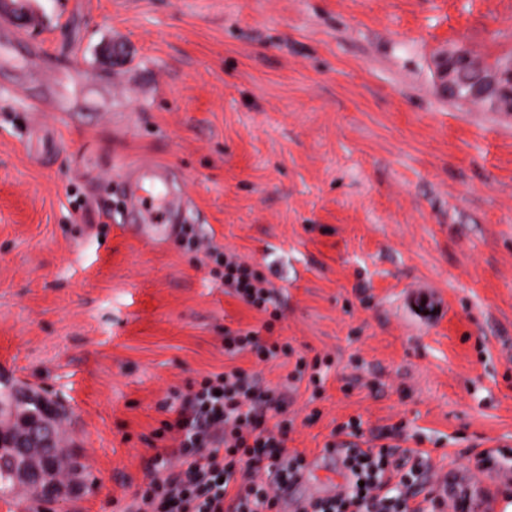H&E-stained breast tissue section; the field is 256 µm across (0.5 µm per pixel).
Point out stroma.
<instances>
[{"label":"stroma","instance_id":"stroma-1","mask_svg":"<svg viewBox=\"0 0 512 512\" xmlns=\"http://www.w3.org/2000/svg\"><path fill=\"white\" fill-rule=\"evenodd\" d=\"M22 2L0 15V376L71 413L86 468L52 512H123L170 393L231 365L276 388L298 354L332 361L288 405L308 488L358 417L507 512L512 112L441 93L435 60L512 57V0ZM142 160L189 203L157 244L118 230ZM188 226L276 286L294 357L225 356L262 316Z\"/></svg>","mask_w":512,"mask_h":512}]
</instances>
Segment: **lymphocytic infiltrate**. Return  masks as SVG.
<instances>
[{
    "instance_id": "1",
    "label": "lymphocytic infiltrate",
    "mask_w": 512,
    "mask_h": 512,
    "mask_svg": "<svg viewBox=\"0 0 512 512\" xmlns=\"http://www.w3.org/2000/svg\"><path fill=\"white\" fill-rule=\"evenodd\" d=\"M187 242L205 249L214 279L228 294L266 316L261 330L225 331V355L249 351L263 362L288 355V347L270 336L279 316L270 282L201 236L188 235ZM172 399L175 417L156 436L175 433V445L157 449L145 487L133 493L125 512H280L282 488L307 465L304 455L285 446L287 391L263 386L257 373L235 366L204 376L195 390ZM333 434L326 450L342 455L348 475L305 512H464L467 496L457 475L436 472L428 452L365 440L356 418Z\"/></svg>"
}]
</instances>
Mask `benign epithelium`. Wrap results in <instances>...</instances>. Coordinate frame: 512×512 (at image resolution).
I'll list each match as a JSON object with an SVG mask.
<instances>
[{
	"instance_id": "obj_1",
	"label": "benign epithelium",
	"mask_w": 512,
	"mask_h": 512,
	"mask_svg": "<svg viewBox=\"0 0 512 512\" xmlns=\"http://www.w3.org/2000/svg\"><path fill=\"white\" fill-rule=\"evenodd\" d=\"M466 56V49L460 48L437 62L436 77L440 89L458 94L453 84V62ZM464 99L482 100L484 105L497 112H512V61L486 70L482 85L475 87ZM47 404L43 420L20 422L19 429L15 431L13 448L16 458L25 460L21 465L20 479L27 482L31 475H37L38 495L46 500H57L63 495L64 486L51 478L56 460L41 456L40 449L48 444L63 442V424L60 423L62 411L52 399L47 400Z\"/></svg>"
}]
</instances>
